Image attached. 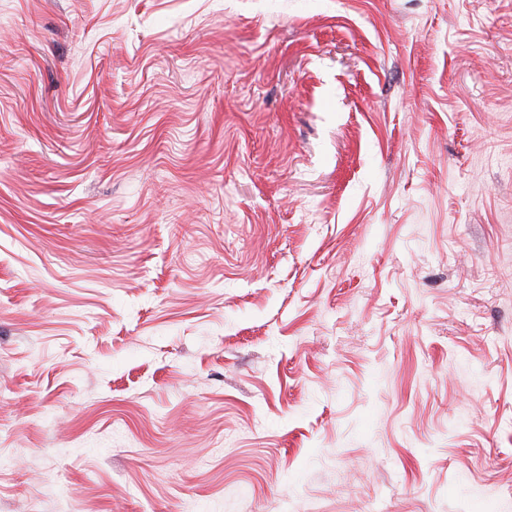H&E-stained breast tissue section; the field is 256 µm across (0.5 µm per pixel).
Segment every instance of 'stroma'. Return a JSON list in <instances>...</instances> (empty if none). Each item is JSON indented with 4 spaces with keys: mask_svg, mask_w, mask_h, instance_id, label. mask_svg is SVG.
<instances>
[{
    "mask_svg": "<svg viewBox=\"0 0 512 512\" xmlns=\"http://www.w3.org/2000/svg\"><path fill=\"white\" fill-rule=\"evenodd\" d=\"M0 512H512V0H0Z\"/></svg>",
    "mask_w": 512,
    "mask_h": 512,
    "instance_id": "1",
    "label": "stroma"
}]
</instances>
